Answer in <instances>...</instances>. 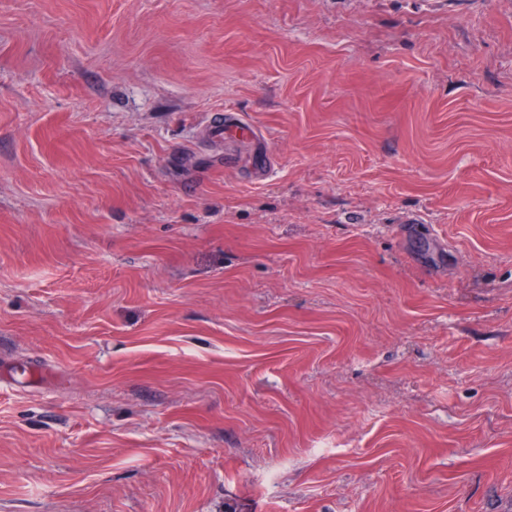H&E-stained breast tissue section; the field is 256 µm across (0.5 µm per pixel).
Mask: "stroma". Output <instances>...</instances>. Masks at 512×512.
Here are the masks:
<instances>
[{
    "mask_svg": "<svg viewBox=\"0 0 512 512\" xmlns=\"http://www.w3.org/2000/svg\"><path fill=\"white\" fill-rule=\"evenodd\" d=\"M509 501L512 0H0V512Z\"/></svg>",
    "mask_w": 512,
    "mask_h": 512,
    "instance_id": "1",
    "label": "stroma"
}]
</instances>
